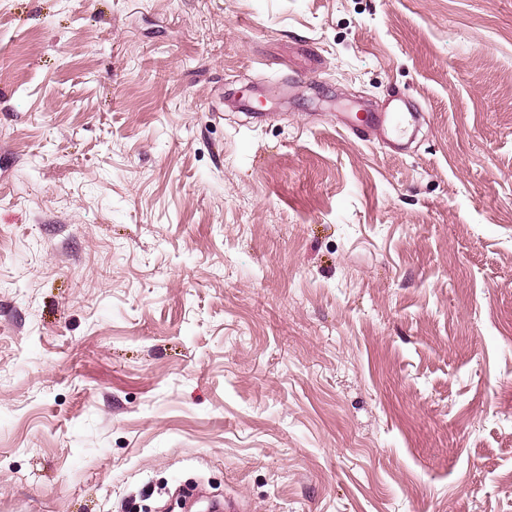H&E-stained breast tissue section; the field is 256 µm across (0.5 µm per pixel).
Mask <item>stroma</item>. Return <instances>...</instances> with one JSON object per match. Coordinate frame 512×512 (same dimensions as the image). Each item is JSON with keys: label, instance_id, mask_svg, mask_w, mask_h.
Listing matches in <instances>:
<instances>
[{"label": "stroma", "instance_id": "1", "mask_svg": "<svg viewBox=\"0 0 512 512\" xmlns=\"http://www.w3.org/2000/svg\"><path fill=\"white\" fill-rule=\"evenodd\" d=\"M228 497L512 512V0H0V512ZM367 119L371 125L376 127L380 138L396 148L404 138L402 134L404 126L413 121L414 116L411 112H405L402 104L395 103L385 112H376Z\"/></svg>", "mask_w": 512, "mask_h": 512}]
</instances>
